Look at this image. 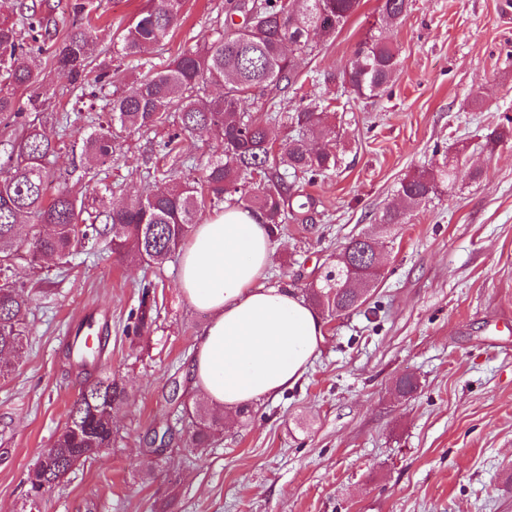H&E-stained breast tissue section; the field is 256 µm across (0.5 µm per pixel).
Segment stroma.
<instances>
[{"label": "stroma", "mask_w": 512, "mask_h": 512, "mask_svg": "<svg viewBox=\"0 0 512 512\" xmlns=\"http://www.w3.org/2000/svg\"><path fill=\"white\" fill-rule=\"evenodd\" d=\"M69 2L49 0L50 37L29 55L58 141L54 186L109 207L158 178H200L218 150L212 135L187 139L174 157L158 147L168 128L125 134L121 153L97 166L81 150L95 113L54 125L76 101L52 62L72 22ZM89 3L94 59L119 65L113 46L147 0ZM379 4L361 0L334 39L300 59L302 88L283 107L312 103L313 79L351 63ZM226 6L185 0L147 57L162 64L214 38ZM390 35L399 47L393 81L337 113L323 142L339 164L315 183L297 178L313 205L276 235L267 279L304 293L335 269L352 236L397 205L406 175L453 164L448 190L381 237V276L367 302L323 314L322 352L302 379L225 421L211 447L185 454L186 363L207 316L181 296L178 258L130 263L103 240L65 266L17 258L15 275L35 294L26 350L0 381V512H20L31 469L67 420L79 386L62 350L89 315L106 338L99 370L130 399L114 414L111 448L44 493L40 512H512V135L488 139L512 121V0H409ZM149 166L155 179L144 176ZM148 282L158 318L136 335L127 327ZM405 375L417 387L404 396ZM167 429L172 454L145 466L147 441Z\"/></svg>", "instance_id": "35a3bbf8"}]
</instances>
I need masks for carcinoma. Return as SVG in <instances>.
<instances>
[{
    "label": "carcinoma",
    "instance_id": "cac0c4a2",
    "mask_svg": "<svg viewBox=\"0 0 512 512\" xmlns=\"http://www.w3.org/2000/svg\"><path fill=\"white\" fill-rule=\"evenodd\" d=\"M361 0H254L249 5L231 2L227 6L224 32L195 48L182 50L166 65L152 66V75L101 107L104 120L83 139L92 158L107 162L121 150L115 128L141 133L165 126L177 113L179 131L164 143L173 152L179 137L215 133L221 150L207 162L200 180L168 179L152 192L127 201L118 209L90 211V204L62 188L47 197V159L55 144L39 117L22 125L20 134L6 140L7 166L0 167V380L9 377L24 348L29 325L23 311L31 293L14 278L19 242L27 246L30 265L54 259L67 261L89 240H109L112 253L134 263L160 265L185 243L208 205L237 198L258 212L262 223L276 234L288 220L312 206L293 192L288 172L302 174L313 184L336 169V154L313 146L326 130L328 107L303 108L291 116L299 132L274 146L268 127L282 120L274 101L262 115L252 112L254 92H286L296 83V59L312 54L316 44L311 36L327 41L336 34L360 6ZM408 0H381L377 16L359 43L355 60L335 74H323V82L341 80L351 86L357 99L372 97L391 81L398 65V48L386 31L401 24ZM184 0H151V5L124 29L116 53L131 65L142 66L144 49L161 43L182 14ZM28 21L36 32L37 4L18 0L13 11L0 12V114L39 112L41 75L26 60V45L14 12ZM79 22L53 52L54 66L68 81L72 92L86 95V89H103L112 84V70L106 64L92 66V18L82 0L74 4ZM243 17L238 24L235 17ZM218 87L221 94L205 98L206 90ZM28 93L20 104L18 93ZM260 175L252 195L244 193L248 181ZM453 180V168L421 171L400 183L402 206L386 209L377 222L379 231L403 223L406 211L434 196ZM30 223H23L24 219ZM373 232L351 239L342 255L357 258L354 270L336 264L321 284L309 287V299L330 313L356 309L367 300L373 277L368 262L358 257L371 250ZM157 311L149 287H144L133 331L149 328ZM102 350L83 348V356L66 345V358L83 376L78 398L67 421L43 456L53 460L47 481L58 485L77 467L98 456L97 449L112 447V416L128 400L124 387L110 376L94 374ZM191 420L190 445L202 448L216 436L224 413L198 406L185 408Z\"/></svg>",
    "mask_w": 512,
    "mask_h": 512
}]
</instances>
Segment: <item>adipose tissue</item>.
<instances>
[{
  "instance_id": "obj_1",
  "label": "adipose tissue",
  "mask_w": 512,
  "mask_h": 512,
  "mask_svg": "<svg viewBox=\"0 0 512 512\" xmlns=\"http://www.w3.org/2000/svg\"><path fill=\"white\" fill-rule=\"evenodd\" d=\"M275 250L267 226L231 203L196 225L182 250L180 290L209 316L192 352L191 389L228 414L295 386L325 341L310 303L267 285Z\"/></svg>"
}]
</instances>
